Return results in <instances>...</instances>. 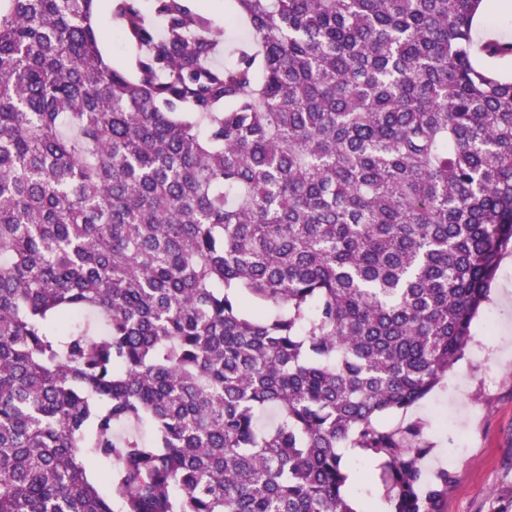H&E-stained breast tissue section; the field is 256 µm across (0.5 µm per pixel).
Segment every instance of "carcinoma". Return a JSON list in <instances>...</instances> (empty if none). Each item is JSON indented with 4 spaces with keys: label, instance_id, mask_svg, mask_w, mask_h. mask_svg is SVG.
I'll return each instance as SVG.
<instances>
[{
    "label": "carcinoma",
    "instance_id": "1",
    "mask_svg": "<svg viewBox=\"0 0 512 512\" xmlns=\"http://www.w3.org/2000/svg\"><path fill=\"white\" fill-rule=\"evenodd\" d=\"M0 0V512H442L422 426L512 249L484 0ZM268 409L277 420L263 427ZM377 462L358 472L339 452ZM113 0L95 2V22L102 34L100 48L106 60L114 68L132 71L133 49L129 43L117 37L116 31L108 25L112 21ZM189 5L210 15L218 27L224 28V19L231 11L230 0H188ZM247 28L243 23H237V25L227 24V28L224 31V43L219 47L221 52L217 56L216 61L219 64L231 63L235 60L232 53L235 49V44L246 39Z\"/></svg>",
    "mask_w": 512,
    "mask_h": 512
}]
</instances>
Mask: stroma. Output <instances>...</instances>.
Here are the masks:
<instances>
[{
    "instance_id": "35a3bbf8",
    "label": "stroma",
    "mask_w": 512,
    "mask_h": 512,
    "mask_svg": "<svg viewBox=\"0 0 512 512\" xmlns=\"http://www.w3.org/2000/svg\"><path fill=\"white\" fill-rule=\"evenodd\" d=\"M192 8L224 26L217 63L232 62L236 43L244 40V24H227L231 0H189ZM113 0H96L95 22L100 48L115 68L131 70L133 49L112 29ZM512 344V253L506 254L490 284L488 302L472 324V340L447 380L408 409L387 416L383 424L397 429L407 421L423 426L430 446L422 466L440 467L438 452L452 449L454 481L443 512H512V358L502 356Z\"/></svg>"
}]
</instances>
